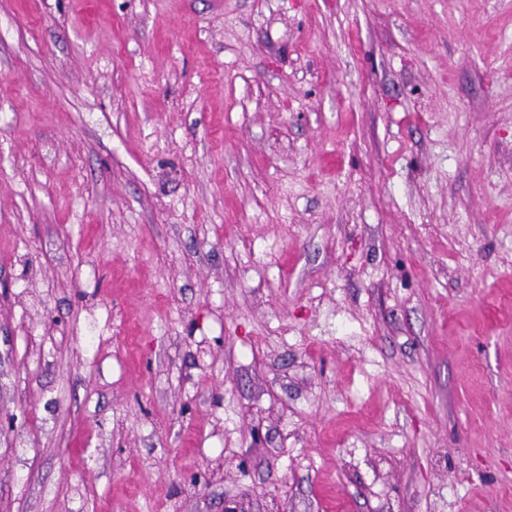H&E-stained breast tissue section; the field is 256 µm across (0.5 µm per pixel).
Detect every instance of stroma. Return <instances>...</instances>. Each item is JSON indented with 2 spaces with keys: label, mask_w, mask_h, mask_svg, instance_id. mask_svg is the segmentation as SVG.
Instances as JSON below:
<instances>
[{
  "label": "stroma",
  "mask_w": 512,
  "mask_h": 512,
  "mask_svg": "<svg viewBox=\"0 0 512 512\" xmlns=\"http://www.w3.org/2000/svg\"><path fill=\"white\" fill-rule=\"evenodd\" d=\"M512 512V0H0V512Z\"/></svg>",
  "instance_id": "stroma-1"
}]
</instances>
